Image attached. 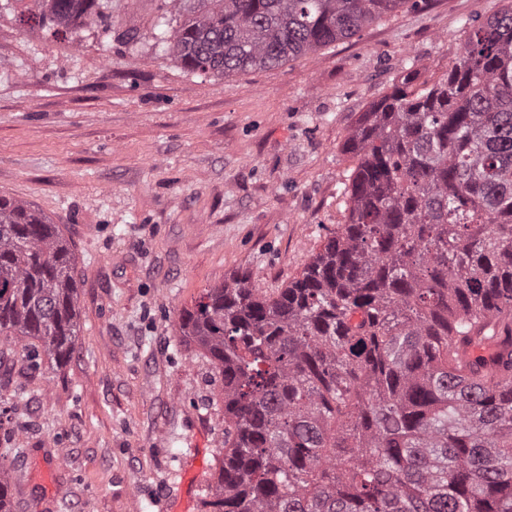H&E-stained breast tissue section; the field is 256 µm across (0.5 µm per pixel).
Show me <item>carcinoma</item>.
Masks as SVG:
<instances>
[{
	"instance_id": "1",
	"label": "carcinoma",
	"mask_w": 512,
	"mask_h": 512,
	"mask_svg": "<svg viewBox=\"0 0 512 512\" xmlns=\"http://www.w3.org/2000/svg\"><path fill=\"white\" fill-rule=\"evenodd\" d=\"M405 0H161L148 36L201 74L278 65ZM56 34L109 0H36ZM451 71L361 113L348 223L288 286L244 277L180 314L224 379L212 512H512V2ZM75 258L0 196V336L73 352ZM497 334L490 362L448 357Z\"/></svg>"
}]
</instances>
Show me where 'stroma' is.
Listing matches in <instances>:
<instances>
[{"mask_svg": "<svg viewBox=\"0 0 512 512\" xmlns=\"http://www.w3.org/2000/svg\"><path fill=\"white\" fill-rule=\"evenodd\" d=\"M505 0H419L279 65L197 74L145 38L159 0L51 34L0 0V195L76 258L65 366L0 337L10 512H209L222 381L178 316L244 275L272 293L346 223L361 112L458 61L463 24Z\"/></svg>", "mask_w": 512, "mask_h": 512, "instance_id": "35a3bbf8", "label": "stroma"}]
</instances>
